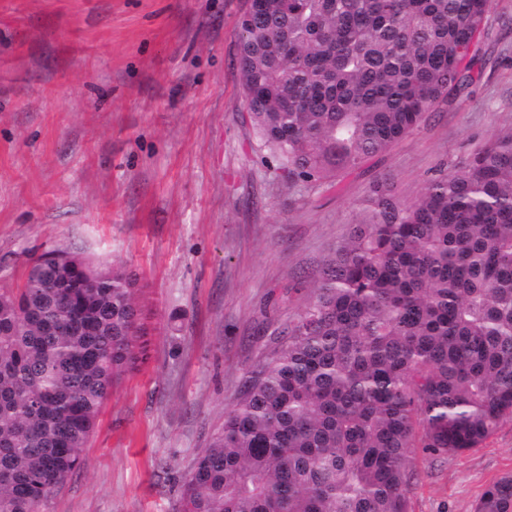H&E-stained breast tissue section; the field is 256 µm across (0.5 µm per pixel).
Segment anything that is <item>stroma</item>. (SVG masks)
I'll list each match as a JSON object with an SVG mask.
<instances>
[{
  "instance_id": "obj_1",
  "label": "stroma",
  "mask_w": 512,
  "mask_h": 512,
  "mask_svg": "<svg viewBox=\"0 0 512 512\" xmlns=\"http://www.w3.org/2000/svg\"><path fill=\"white\" fill-rule=\"evenodd\" d=\"M245 7L0 0V286L56 248L122 261L150 341L44 512H176L181 476L380 178L412 201L512 126V0H493L467 91L335 184L288 182L244 106ZM411 467L409 512H474L512 473V419L474 450L414 449Z\"/></svg>"
}]
</instances>
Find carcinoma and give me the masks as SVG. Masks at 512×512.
I'll return each mask as SVG.
<instances>
[{"label":"carcinoma","instance_id":"carcinoma-1","mask_svg":"<svg viewBox=\"0 0 512 512\" xmlns=\"http://www.w3.org/2000/svg\"><path fill=\"white\" fill-rule=\"evenodd\" d=\"M491 0H258L248 120L288 181L334 183L471 84ZM136 274L66 250L0 288V512H42L148 357ZM512 417V128L411 202L379 182L274 355L183 476L180 512H408L413 449ZM475 512H512V475Z\"/></svg>","mask_w":512,"mask_h":512}]
</instances>
